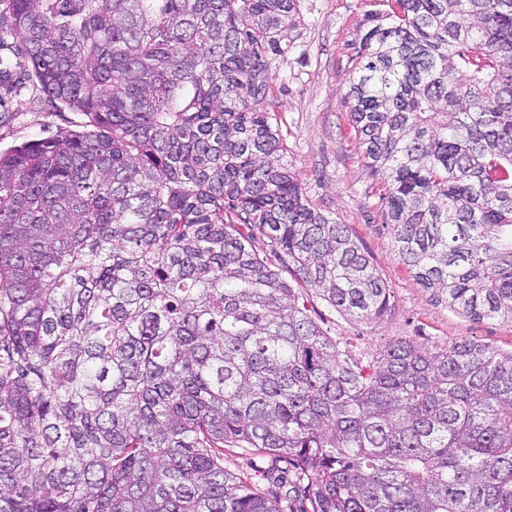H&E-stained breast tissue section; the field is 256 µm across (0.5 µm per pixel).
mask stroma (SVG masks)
<instances>
[{"instance_id":"obj_1","label":"stroma","mask_w":512,"mask_h":512,"mask_svg":"<svg viewBox=\"0 0 512 512\" xmlns=\"http://www.w3.org/2000/svg\"><path fill=\"white\" fill-rule=\"evenodd\" d=\"M388 9L386 0H300L303 23L292 33L294 46L272 63L273 108L306 197L324 215L352 226L392 290L391 312L374 324L348 320L315 297L307 306L340 349L364 364L397 338L425 346L470 339L511 349L512 323L460 315L433 299L395 258L379 188L346 119L349 78L368 16ZM0 72L7 76L0 82V151L86 123L82 113L49 101L32 81L26 59L7 43L0 45Z\"/></svg>"}]
</instances>
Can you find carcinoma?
Wrapping results in <instances>:
<instances>
[{"mask_svg":"<svg viewBox=\"0 0 512 512\" xmlns=\"http://www.w3.org/2000/svg\"><path fill=\"white\" fill-rule=\"evenodd\" d=\"M0 2V42L89 119L0 153V512H283L226 448L311 512H512V351L362 365L303 303L391 309L285 160L271 60L300 0ZM371 21L347 121L397 259L512 322V0ZM224 450V465L230 471L252 477L253 481L263 490H268L271 487L263 479V474L270 465L267 457L257 454L249 448H229V450Z\"/></svg>","mask_w":512,"mask_h":512,"instance_id":"cac0c4a2","label":"carcinoma"}]
</instances>
